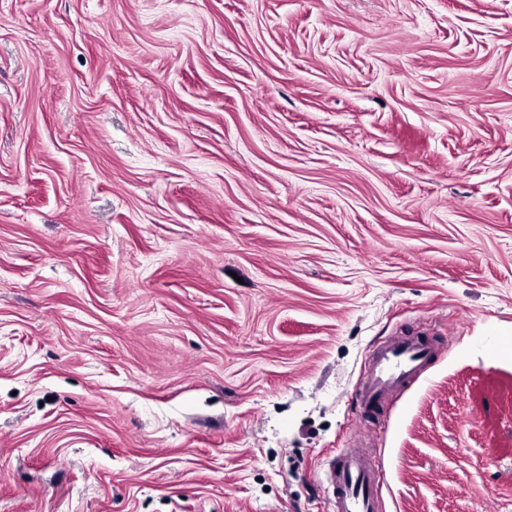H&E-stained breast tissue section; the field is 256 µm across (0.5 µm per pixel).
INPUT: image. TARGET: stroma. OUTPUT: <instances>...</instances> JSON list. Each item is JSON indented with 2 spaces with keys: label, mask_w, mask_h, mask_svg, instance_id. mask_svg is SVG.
I'll return each instance as SVG.
<instances>
[{
  "label": "stroma",
  "mask_w": 512,
  "mask_h": 512,
  "mask_svg": "<svg viewBox=\"0 0 512 512\" xmlns=\"http://www.w3.org/2000/svg\"><path fill=\"white\" fill-rule=\"evenodd\" d=\"M361 439L512 512V0H0V512H328ZM432 354L430 346L413 339H400L382 346L359 393L363 412H371L385 402L391 391L419 377Z\"/></svg>",
  "instance_id": "35a3bbf8"
}]
</instances>
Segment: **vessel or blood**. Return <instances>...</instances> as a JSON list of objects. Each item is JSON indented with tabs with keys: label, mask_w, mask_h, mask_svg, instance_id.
Returning a JSON list of instances; mask_svg holds the SVG:
<instances>
[{
	"label": "vessel or blood",
	"mask_w": 512,
	"mask_h": 512,
	"mask_svg": "<svg viewBox=\"0 0 512 512\" xmlns=\"http://www.w3.org/2000/svg\"><path fill=\"white\" fill-rule=\"evenodd\" d=\"M433 350L426 343L400 339L382 346L360 390L363 412L381 405L389 393L421 375ZM378 473L359 450L332 458L326 486L333 512H377Z\"/></svg>",
	"instance_id": "vessel-or-blood-1"
}]
</instances>
